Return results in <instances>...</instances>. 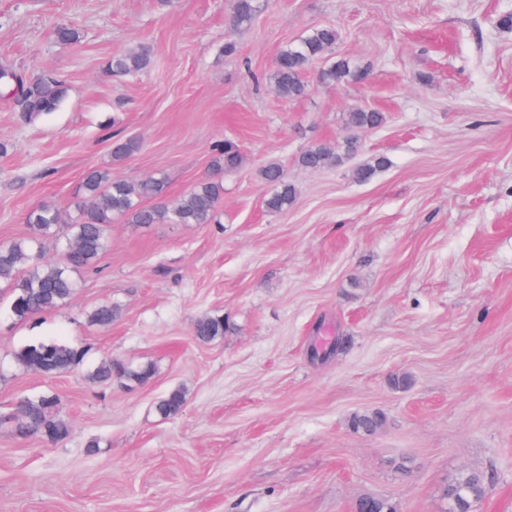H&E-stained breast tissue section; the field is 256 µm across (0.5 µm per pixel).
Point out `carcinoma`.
Listing matches in <instances>:
<instances>
[{
    "mask_svg": "<svg viewBox=\"0 0 512 512\" xmlns=\"http://www.w3.org/2000/svg\"><path fill=\"white\" fill-rule=\"evenodd\" d=\"M260 9L259 0H232L230 23L241 27L249 24ZM52 36L64 44L79 40V31L66 23L55 25ZM340 35L335 26L322 25L312 29L296 42L282 48L270 75V85L276 94L286 100L304 95L308 88L305 74L317 59L335 49ZM152 64L151 52L141 46L109 60L108 71L115 76H134L147 71ZM18 76L19 86L14 93V103L22 118L33 121L55 111L67 93L65 81L52 77H28L17 74L9 67L0 66V78ZM364 71L353 67L344 57H338L322 70L318 79L323 83L343 84L361 82ZM383 113L373 109H357L345 115V128L350 134L340 143L317 141L308 146L298 157L301 167L319 171L339 166L358 153L361 144L355 133L375 129L383 124ZM139 149L132 139H117L112 145V160L121 163ZM215 164L226 171L238 167L241 155L231 140L216 148ZM386 166V158L377 156L355 169V178L366 181ZM261 178L269 187L265 208L272 214L288 210L297 194L294 184L288 181L284 170L275 164L261 170ZM82 194L74 202V214L65 215L52 206H41L27 214L29 232L26 236L0 244V293L10 299V311L18 319H27L41 312L65 305L76 289L74 274L93 266L108 244V232L116 220L128 224H210L223 195V185L212 179L196 182L182 195L173 198L163 177L151 176L139 180L112 179L99 168L88 169L82 178ZM64 239L62 258L46 260L43 250L46 243ZM120 309L112 303L98 305L89 315V323L105 328L119 317ZM194 337L211 342L224 336V317L203 315L193 326ZM85 358V350L68 343L47 340L20 347L14 353L16 363L48 378L72 372ZM149 365L133 368L118 360L105 359L89 374L99 383L114 381L144 384L153 376ZM185 392L171 391L156 404V412L163 418L178 416L185 405ZM59 399L42 396L25 398L13 410L0 416V423H10L22 437L37 434L41 426L43 439L58 442L69 434L68 425L54 416ZM379 411L356 413L350 420L351 427L363 433H374L385 423ZM486 493L483 472L471 470L460 473L446 489L448 512H474ZM355 512H392L382 499L364 495L355 504Z\"/></svg>",
    "mask_w": 512,
    "mask_h": 512,
    "instance_id": "cac0c4a2",
    "label": "carcinoma"
}]
</instances>
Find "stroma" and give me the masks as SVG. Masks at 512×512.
Instances as JSON below:
<instances>
[{"label":"stroma","mask_w":512,"mask_h":512,"mask_svg":"<svg viewBox=\"0 0 512 512\" xmlns=\"http://www.w3.org/2000/svg\"><path fill=\"white\" fill-rule=\"evenodd\" d=\"M231 0H0V64L57 75L56 111L23 122L0 91V242L24 237L39 205H69L84 172L163 175L171 194L218 177L214 224H113L67 304L17 320L0 299V415L57 395L70 433L51 444L0 425V512H353L368 494L396 512H445L457 473L488 491L476 512H512V0H262L249 25ZM80 39L56 42L52 27ZM366 81L278 97L279 49L323 24ZM237 52L225 56V42ZM150 47L133 77L105 68ZM384 112L356 160L320 172L309 144L342 140L343 114ZM141 149L113 165V138ZM242 163L215 174L214 147ZM376 155L370 180L352 170ZM298 194L267 213L260 168ZM104 302L111 327L88 323ZM223 316L202 344L193 324ZM83 347L53 379L20 369L21 346ZM334 347L325 361L312 347ZM153 365L128 388L87 376L102 357ZM406 373L409 387H393ZM186 392L182 412L157 401ZM387 417L354 431L358 412ZM98 441L88 453L89 441ZM185 401V392L175 389L157 402L156 412L163 418H174L182 412Z\"/></svg>","instance_id":"stroma-1"}]
</instances>
